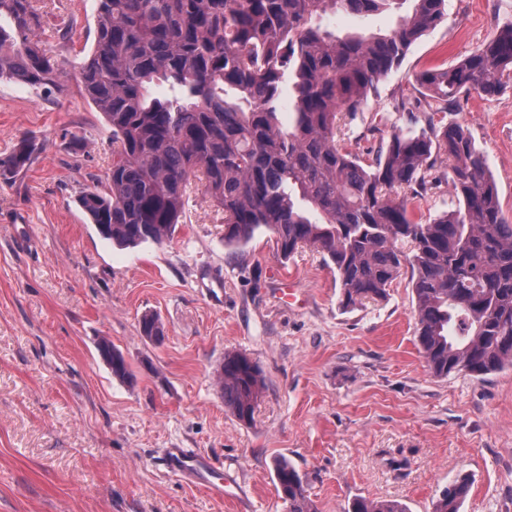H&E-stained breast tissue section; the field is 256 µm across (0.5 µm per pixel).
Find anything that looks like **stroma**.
<instances>
[{"instance_id":"1","label":"stroma","mask_w":512,"mask_h":512,"mask_svg":"<svg viewBox=\"0 0 512 512\" xmlns=\"http://www.w3.org/2000/svg\"><path fill=\"white\" fill-rule=\"evenodd\" d=\"M40 7L64 91L0 81V160L21 137L37 145L27 171L0 181V512H286L276 457L304 476L317 512L357 497L433 512L460 476L472 482L463 512H512V367L435 375L419 351L409 270L384 300L343 308L327 256L304 247L281 261L263 231L226 245L224 216L195 183L169 241L122 250L100 238L76 199L105 181L112 132L73 79L97 0ZM446 12L378 83L344 147L368 158L392 132L426 130L417 75L512 22V0H446ZM67 19L72 31L54 35ZM404 100L412 111L398 110ZM443 120L470 132L512 216V87ZM149 313L164 324L162 345L139 332ZM102 336L133 384L99 358ZM228 351L265 379L248 425L213 382ZM170 448L205 457L237 489L221 498L168 474ZM97 351L99 356L112 350V377L121 381L131 383L134 380V373L129 362L123 356L124 354L112 345L110 340H98Z\"/></svg>"}]
</instances>
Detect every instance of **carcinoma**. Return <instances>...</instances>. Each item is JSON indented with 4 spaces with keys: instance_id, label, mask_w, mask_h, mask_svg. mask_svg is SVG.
I'll return each instance as SVG.
<instances>
[{
    "instance_id": "obj_1",
    "label": "carcinoma",
    "mask_w": 512,
    "mask_h": 512,
    "mask_svg": "<svg viewBox=\"0 0 512 512\" xmlns=\"http://www.w3.org/2000/svg\"><path fill=\"white\" fill-rule=\"evenodd\" d=\"M94 44L79 63L81 94L112 129L106 186L80 192L79 208L102 238L119 247L169 240L197 179L224 213V242L241 246L264 229L285 260L301 247L327 255L344 307L382 300L404 267L411 272L417 338L438 376L475 377L512 367V218L470 133L429 120L421 133L393 132L375 157L341 148L337 138L377 84L446 15V0H97ZM389 32L329 29L328 13L366 16L399 9ZM35 0H0V81L59 86L43 47ZM292 81L288 113L278 114ZM428 111L448 112L476 93L512 85V23L446 68L416 77ZM153 84L168 86L155 97ZM21 139L0 178L31 161ZM448 161L450 173L437 164ZM456 210L423 224L410 205L442 179ZM409 241L411 254L399 243ZM142 337L165 335L156 314ZM112 377L134 373L112 341ZM218 385L224 407L252 422L265 381L255 362L224 353ZM288 512H315L296 468L272 460ZM461 476L441 490L433 512H461L470 491ZM346 512H409L393 500L355 498Z\"/></svg>"
}]
</instances>
